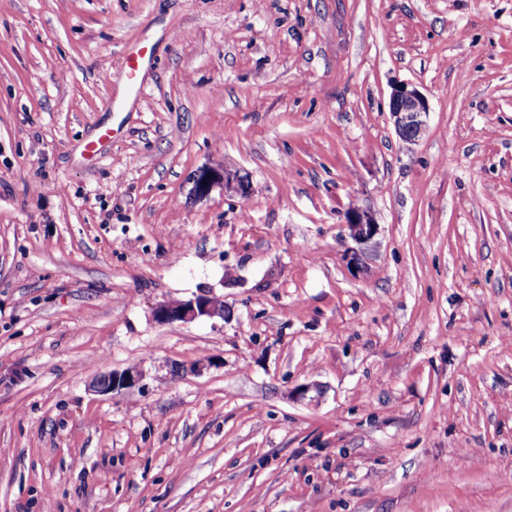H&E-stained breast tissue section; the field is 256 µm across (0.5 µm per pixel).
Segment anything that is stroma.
Returning a JSON list of instances; mask_svg holds the SVG:
<instances>
[{"label": "stroma", "mask_w": 512, "mask_h": 512, "mask_svg": "<svg viewBox=\"0 0 512 512\" xmlns=\"http://www.w3.org/2000/svg\"><path fill=\"white\" fill-rule=\"evenodd\" d=\"M0 512H512V0H0ZM389 112L400 139L414 144L426 130L430 107L417 88L402 83L392 88ZM216 184H222L225 192L233 191L242 195L246 194L248 189L246 177L237 172L224 170V175L217 177L208 170H201L195 177L194 191L197 195H206ZM345 225L349 235L358 246L352 250L351 261L362 267L364 259L369 255L370 245L380 232V225L373 214L364 209H352L345 216ZM154 315L161 323H190L200 318L226 317L224 303H218L211 294H200L181 302H163L155 307ZM145 374L137 364H131L122 371L100 375L92 384V390L101 395L140 387Z\"/></svg>", "instance_id": "35a3bbf8"}]
</instances>
